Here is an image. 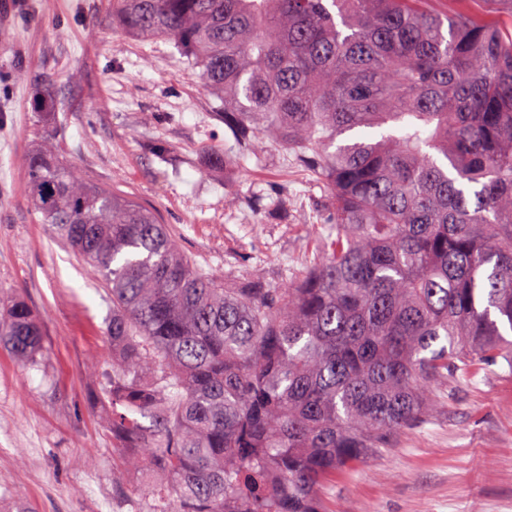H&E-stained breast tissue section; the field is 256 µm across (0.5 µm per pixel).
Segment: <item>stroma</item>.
Segmentation results:
<instances>
[{
  "label": "stroma",
  "instance_id": "obj_1",
  "mask_svg": "<svg viewBox=\"0 0 512 512\" xmlns=\"http://www.w3.org/2000/svg\"><path fill=\"white\" fill-rule=\"evenodd\" d=\"M39 87L59 112L31 111ZM219 105L170 43L114 24L112 0H0V299L25 300L43 331L37 363L0 347V512H131L99 398L111 297L34 211L30 154L52 144L153 211L228 287L281 288L318 262L333 230L325 184L272 137L260 157L213 165L232 148ZM432 394L423 428L337 471L326 512H512V369L483 366Z\"/></svg>",
  "mask_w": 512,
  "mask_h": 512
}]
</instances>
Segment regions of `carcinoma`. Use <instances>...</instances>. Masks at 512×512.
I'll return each mask as SVG.
<instances>
[{
	"label": "carcinoma",
	"mask_w": 512,
	"mask_h": 512,
	"mask_svg": "<svg viewBox=\"0 0 512 512\" xmlns=\"http://www.w3.org/2000/svg\"><path fill=\"white\" fill-rule=\"evenodd\" d=\"M328 187L335 234L285 288H229L136 201L40 148L29 200L112 297L102 399L152 512H323L336 469L426 424L448 376L512 368V0H112ZM34 112L59 111L43 91ZM22 299L0 345L34 363Z\"/></svg>",
	"instance_id": "cac0c4a2"
}]
</instances>
